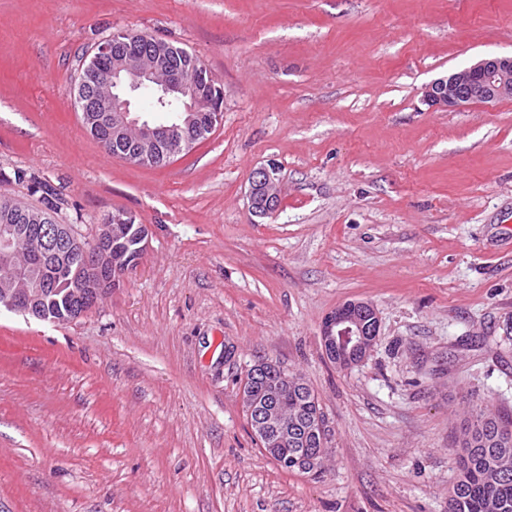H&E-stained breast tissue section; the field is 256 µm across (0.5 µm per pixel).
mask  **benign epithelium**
Here are the masks:
<instances>
[{
	"label": "benign epithelium",
	"instance_id": "1",
	"mask_svg": "<svg viewBox=\"0 0 512 512\" xmlns=\"http://www.w3.org/2000/svg\"><path fill=\"white\" fill-rule=\"evenodd\" d=\"M166 67L164 56L147 60L136 55H123L112 68L109 80L111 102L105 108L93 104L92 84L87 75H79L78 103L84 112V128L95 134L103 127L112 128L113 137L119 138L128 130L136 133L137 149L126 156L132 165L154 164L161 159L171 160L176 155L195 148L203 131L193 124V114L201 111L203 96L189 93L181 72L169 70L166 80L156 79L158 70ZM156 83L158 102L162 105L173 98L179 102L180 115L170 124L156 122L132 110L137 91L146 83ZM512 98V56L483 58L458 69L446 77L433 80L424 87L423 102L437 109H458L475 102L492 103ZM275 166L260 167L249 176L248 207L258 217H265L278 206L279 193ZM44 221L43 248L35 260L20 264L17 261L19 241L29 228L23 224L0 225V268L25 283L23 288H1L0 307L17 309L36 319L48 320L41 304L49 291L64 287L56 278V271L66 265L72 256L77 239L73 225L60 223L54 215L37 213ZM149 227L137 224L125 213L116 212L104 223L95 226L89 240L94 255L84 256L88 275L77 288H70L74 298H100L120 286L115 271L127 267L131 253L147 248ZM378 335V316L374 306L364 301H351L328 314L321 328L326 351L340 360L353 363L368 351V337ZM291 381L284 373L266 387V400L254 399L242 387L241 400L246 410L255 440L263 451L278 448L288 441L299 423L288 420L276 400L288 390Z\"/></svg>",
	"mask_w": 512,
	"mask_h": 512
}]
</instances>
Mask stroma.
Here are the masks:
<instances>
[{
  "label": "stroma",
  "instance_id": "obj_1",
  "mask_svg": "<svg viewBox=\"0 0 512 512\" xmlns=\"http://www.w3.org/2000/svg\"><path fill=\"white\" fill-rule=\"evenodd\" d=\"M121 29L224 88L222 124L163 167L107 155L74 104L82 52ZM511 54L512 0H0V194L52 185L86 238L115 211L149 227L73 321L0 311V512H448L469 405L512 419V99L422 90ZM349 301L379 332L343 369L321 327ZM261 359L317 396L320 475L254 441ZM277 168L274 165L254 169L249 176L248 207L258 217H265L278 206Z\"/></svg>",
  "mask_w": 512,
  "mask_h": 512
}]
</instances>
